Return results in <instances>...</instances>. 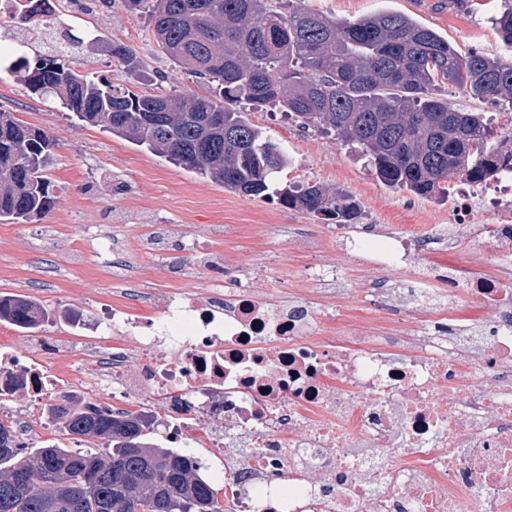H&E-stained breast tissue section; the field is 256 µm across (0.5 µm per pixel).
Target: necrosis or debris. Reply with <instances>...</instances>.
Instances as JSON below:
<instances>
[{
	"label": "necrosis or debris",
	"instance_id": "1",
	"mask_svg": "<svg viewBox=\"0 0 512 512\" xmlns=\"http://www.w3.org/2000/svg\"><path fill=\"white\" fill-rule=\"evenodd\" d=\"M471 196L459 193L455 223L407 236L340 224L336 243L395 269L438 247L495 245L493 273L466 288L496 306L492 320L436 310L404 336L379 287L380 323L351 348L307 299L256 291L247 270L209 253L199 262L223 287L116 300L109 350L78 353L53 335L0 346V413L23 437L79 391L151 407L176 448L193 453L203 434L223 449L226 512H512V224L470 223ZM445 278L432 270L389 293L424 306ZM90 359L100 369L88 379Z\"/></svg>",
	"mask_w": 512,
	"mask_h": 512
}]
</instances>
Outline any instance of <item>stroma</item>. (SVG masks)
I'll return each mask as SVG.
<instances>
[{
    "label": "stroma",
    "mask_w": 512,
    "mask_h": 512,
    "mask_svg": "<svg viewBox=\"0 0 512 512\" xmlns=\"http://www.w3.org/2000/svg\"><path fill=\"white\" fill-rule=\"evenodd\" d=\"M306 5L351 19L388 7L448 36L461 50L502 51L491 23L501 0H306ZM83 10L81 0H56L58 22L72 26L75 35L99 30L128 45L140 64L117 69L101 48L81 53L79 68L139 92H155L160 71L168 76L166 91L196 90L195 77L150 44L147 19L128 13L118 2L90 16ZM17 32L16 24L0 23V109L54 137L49 170L53 206L25 224L0 221V295L34 297L51 313L47 328L53 335L86 348L111 346V335L97 328L105 304L141 288L190 293L209 286L210 277L194 255L198 248L224 251L232 264L252 268L264 287L288 296L299 293L314 303L320 300L319 288L308 268H339L340 336L358 335L373 324L370 284L416 279L413 268L384 270L350 258L333 242L325 221L286 207L277 196L227 190L102 127L71 122L57 105L29 94L13 74ZM246 116L290 160L275 176L279 185L320 181L343 189L360 202L365 224H396L409 232L417 224L453 223L464 178L449 182L447 199L421 198L387 187L353 149L299 127L277 108H250ZM153 224H178L182 232L155 251L138 252ZM117 256L129 269L127 278L113 273ZM424 263L452 268L463 285L492 270L495 256L483 247H464L425 254Z\"/></svg>",
    "instance_id": "1"
}]
</instances>
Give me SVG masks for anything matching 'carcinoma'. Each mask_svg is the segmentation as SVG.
<instances>
[{
    "instance_id": "carcinoma-1",
    "label": "carcinoma",
    "mask_w": 512,
    "mask_h": 512,
    "mask_svg": "<svg viewBox=\"0 0 512 512\" xmlns=\"http://www.w3.org/2000/svg\"><path fill=\"white\" fill-rule=\"evenodd\" d=\"M147 13L157 47L205 85V93H137L76 69L69 50L97 49L93 30L66 48L29 61L17 43V78L32 94L77 120L102 126L150 152L247 196L273 193L283 205L336 224H354L361 206L321 183L279 189L271 176L289 159L239 103L274 104L305 129L335 136L367 159L386 186L443 199L448 181H512V136L496 143L482 112L441 95L454 85L474 100L512 111V0L492 17L504 54L461 51L409 16L377 10L350 20L297 0H121ZM120 69L134 52L114 42ZM55 140L0 110V221L24 224L53 203L48 176ZM0 321L33 329L49 321L40 303L0 296ZM48 414L70 436L103 451L81 454L57 443L29 449L0 420V512H224L221 490L194 460L149 437L152 417L65 396Z\"/></svg>"
}]
</instances>
